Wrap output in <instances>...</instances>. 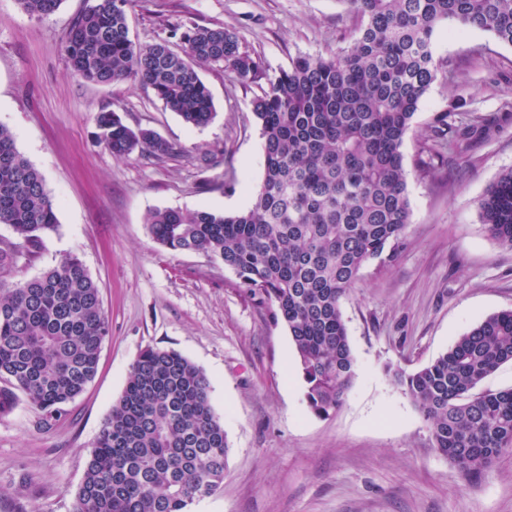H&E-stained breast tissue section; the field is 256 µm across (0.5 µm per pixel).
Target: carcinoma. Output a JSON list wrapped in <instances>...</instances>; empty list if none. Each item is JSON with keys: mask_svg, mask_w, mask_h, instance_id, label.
Here are the masks:
<instances>
[{"mask_svg": "<svg viewBox=\"0 0 512 512\" xmlns=\"http://www.w3.org/2000/svg\"><path fill=\"white\" fill-rule=\"evenodd\" d=\"M30 16L55 13L62 0H17ZM358 18L353 42L335 55L300 57L274 77L224 26L178 23L152 44L132 40L133 0H93L72 23L66 46L73 77L96 84L131 80L152 90L191 128L214 118L198 66L221 65L243 86L266 81L253 100L261 124L264 174L252 206L225 215L154 209L147 231L172 252H200L235 271L252 295L276 304L295 345L306 400L317 416L340 407L355 378L341 311L364 264L400 239L409 224L401 151L419 105L436 81L432 43L443 23L479 29L512 45V0H341ZM481 117L455 109L436 117L418 145L421 172L447 144L487 134ZM97 141L113 156L163 160L181 145L133 129L103 109ZM487 236L512 248V168L479 203ZM0 224L15 241L0 247V416L24 394L44 419L94 379L109 325L100 286L75 255L41 275L8 283L13 255L57 229L42 174L0 126ZM512 361V311L491 315L427 366L393 377L427 423L433 447L477 479L512 451V389L475 392ZM204 371L173 349L148 347L104 419L74 512H188L224 481L228 444Z\"/></svg>", "mask_w": 512, "mask_h": 512, "instance_id": "carcinoma-1", "label": "carcinoma"}]
</instances>
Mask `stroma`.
<instances>
[{
  "mask_svg": "<svg viewBox=\"0 0 512 512\" xmlns=\"http://www.w3.org/2000/svg\"><path fill=\"white\" fill-rule=\"evenodd\" d=\"M86 4L63 0L37 18L17 0H0V125L43 175L58 217L34 253L16 254L10 278L28 280L78 256L101 287L110 325L96 376L65 415L44 421L22 397L0 416V512H73L101 424L149 347L176 350L205 372L224 423V484L189 512H512V452L466 482L391 376L419 370L481 319L512 309V249L490 240L479 216L486 188L512 168V46L477 29L436 31L433 57L444 73L402 147L409 223L342 301L356 377L324 418L308 407L275 306L252 296L222 261L163 250L146 228L156 208L231 214L252 205L264 173L252 105L260 88L241 86L222 67H200L215 116L192 129L131 82L78 80L66 70L64 47ZM190 22L235 28L271 76L296 57L329 56L356 34L342 0H136L129 11L140 44ZM460 100L499 131L421 174L419 141ZM104 108L179 143L182 154L113 157L94 138Z\"/></svg>",
  "mask_w": 512,
  "mask_h": 512,
  "instance_id": "35a3bbf8",
  "label": "stroma"
}]
</instances>
